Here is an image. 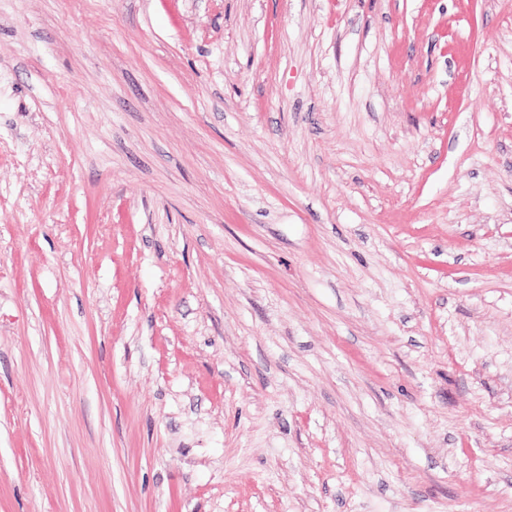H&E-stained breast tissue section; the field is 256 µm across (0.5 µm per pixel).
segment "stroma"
Returning a JSON list of instances; mask_svg holds the SVG:
<instances>
[{
  "instance_id": "35a3bbf8",
  "label": "stroma",
  "mask_w": 512,
  "mask_h": 512,
  "mask_svg": "<svg viewBox=\"0 0 512 512\" xmlns=\"http://www.w3.org/2000/svg\"><path fill=\"white\" fill-rule=\"evenodd\" d=\"M0 512H512V0H0Z\"/></svg>"
}]
</instances>
